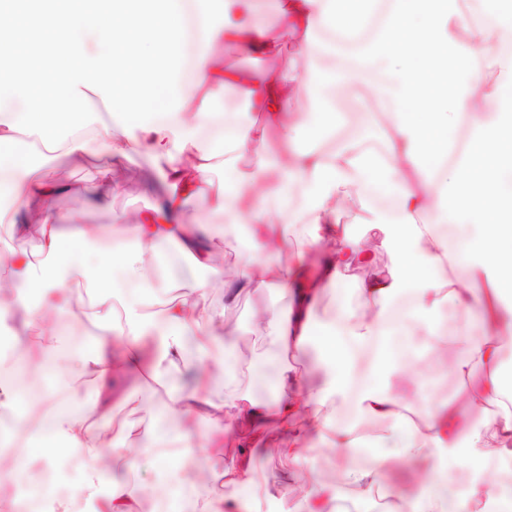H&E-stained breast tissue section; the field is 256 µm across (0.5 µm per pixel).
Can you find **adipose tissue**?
<instances>
[{"label": "adipose tissue", "mask_w": 512, "mask_h": 512, "mask_svg": "<svg viewBox=\"0 0 512 512\" xmlns=\"http://www.w3.org/2000/svg\"><path fill=\"white\" fill-rule=\"evenodd\" d=\"M249 3L196 0L193 23L200 36L227 38L250 53H268L278 38L290 39L308 62L304 74L245 75L202 59L187 71L183 0H109L100 8L32 11L19 9L16 0H0V31L12 36L0 50V92L15 94L25 105L20 112H0L1 151L23 132L43 145L65 138L68 155L105 157L107 166L86 188L104 201L122 191L112 180L111 161L130 159L141 149L167 161L160 172L167 196L138 213L129 227L132 248L113 252L79 225L64 227L51 211L63 185L0 162V182L10 185L19 215L14 226L40 248L34 258L12 262L26 317L0 346V438L21 444L0 448V475L33 463L55 472L41 490L48 512H74L64 493L72 481L85 495L87 512H139L136 494L107 478L101 464L113 408L143 407L139 389L124 386L132 376H149L165 389L160 403L167 422H147L138 431L141 438H158L187 415L222 427L227 436L215 445L224 489L196 495L192 512H260L259 498L236 494L253 482L252 453L240 440L267 426L280 433L274 455L296 462L313 433L330 448H369L360 434L365 421L390 424L402 437V456L431 455L442 470L460 455L484 474L512 461V412L492 413L486 423L491 443L472 451L449 440L446 413L426 406L407 415L393 391L394 378L407 367V338L423 328L428 350L455 347L459 375L483 369L489 388L472 395L471 405L495 406L504 395L499 338L465 331L445 338L435 316L450 301L480 309L485 324H494L501 287L512 281V256L504 253L499 230L500 223L512 222V195L498 180L500 170L512 169V153L499 149L512 139V5L280 0V33L274 36L250 22L228 20L229 5L244 12ZM411 10L421 18L419 41L408 32ZM156 38L163 42L160 57L137 55L140 42ZM451 63L461 73L452 82L444 76ZM489 67L496 70L490 84L480 79ZM217 81L260 102L264 126L229 120L222 102L209 97L195 122L185 123L189 101ZM301 88L317 110L306 125H292L285 117ZM339 96L379 112L381 152L346 132L343 113L324 110ZM480 99L486 103L481 112ZM270 127L279 129L288 147L284 182L305 189L301 209H293L286 196L274 213L262 204H241L245 180L234 173V162L250 145L264 144ZM219 168L231 173L218 191L220 205L242 216L241 224L228 225V234L240 250L271 255V262L224 269L212 236L181 220L189 201L214 191L210 174ZM349 202L355 208L344 225L340 218ZM353 223L382 229V244L392 256L387 271L374 267L372 246L351 234ZM442 224L468 225L467 241L460 245L440 233ZM147 266L169 280L191 275L190 294H204L211 280H223L228 303L259 290L281 296L257 320L281 358L275 404L254 397L237 378L211 376V364L224 360L223 310L201 316L188 296L163 298L161 289L144 284ZM449 268L459 269V280L445 279ZM353 270L360 273L353 305L338 306L329 327L316 334L317 304ZM81 307L99 333L78 358L93 398L76 407L62 397L77 386L65 379L59 363L70 354L64 325ZM317 340L324 347L325 381L307 390L288 358ZM363 354L370 361L361 370L357 359ZM33 367L41 380L34 396L20 385ZM175 370L214 381L223 396L169 389ZM331 399L348 404L353 417L328 419L323 409ZM74 455L86 465L71 480L63 466ZM470 499L469 492L444 486L417 498L396 491L385 512H469Z\"/></svg>", "instance_id": "ef3b65f1"}]
</instances>
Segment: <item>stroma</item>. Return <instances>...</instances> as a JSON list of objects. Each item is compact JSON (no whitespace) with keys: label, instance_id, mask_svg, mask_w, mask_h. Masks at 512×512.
<instances>
[{"label":"stroma","instance_id":"stroma-1","mask_svg":"<svg viewBox=\"0 0 512 512\" xmlns=\"http://www.w3.org/2000/svg\"><path fill=\"white\" fill-rule=\"evenodd\" d=\"M198 48L201 58L212 65L236 66L242 70L267 69L271 75L287 70L305 71L306 62L295 55L292 42L279 41L273 55H255L240 51L224 40L204 41L196 38L191 42ZM286 156L282 150L280 135L276 129H268L264 145L250 148L239 160L238 167L249 173L264 168L265 180L257 187L246 186L242 193L243 206L264 202L274 206L277 190L281 185L280 172ZM101 159L91 156L68 157L59 155L48 158L37 169L40 177L66 185V192L52 201L54 213L62 215L67 222L82 225L88 233L111 230L114 238L127 240L125 225L129 219L148 203L161 199L165 186L157 180L155 171L159 163L147 155L136 156L133 162H116L112 165V178L122 185L120 195L109 201H101L86 193L85 187L91 183L101 166ZM276 294L260 292L244 298L234 305H225L222 286H214L196 304L199 312L223 308L227 328L235 332V346L229 360L239 366L245 381H252L261 367L270 365L275 349L267 337L259 335L254 328V316L277 303ZM414 362L408 370L393 382L394 392L403 400L416 405L427 403H451L460 406V413L449 422V433L456 443L467 444L484 431V415L481 409L468 406L469 394L482 387V369L465 377L459 376L452 364L438 363L435 353L414 350ZM193 434L198 442L196 448H187L183 436ZM216 427L206 426L200 419H184L179 432L164 438L147 441L133 435L128 439L131 447L137 448L142 461L138 473H130L121 449L105 447V454L112 459L110 477L116 482L135 485L140 495L141 512H162L164 504L159 497L162 486L179 482L185 495L210 487L214 472L220 471L222 461L202 449L206 437L219 435ZM278 435L270 429L256 433L253 447V478L251 487L242 489V496L249 497L263 490H270L274 496L269 507L271 512H298L300 507L298 487L291 476L292 469L315 478L321 484L335 487L338 493L355 491V484L347 477L348 472L367 464L362 452L347 448L324 447L319 437H311L312 450L306 453L299 466H291L288 461L269 455ZM192 454L197 460L195 467L172 475L171 471L161 470L153 465L156 456L164 454ZM379 489H394L418 497L435 489L439 475L432 458H404L390 453L378 465ZM448 484L457 489L474 491L475 500L484 512H512V500L504 492L512 488V467H502L496 474L483 475L463 462H449Z\"/></svg>","mask_w":512,"mask_h":512}]
</instances>
